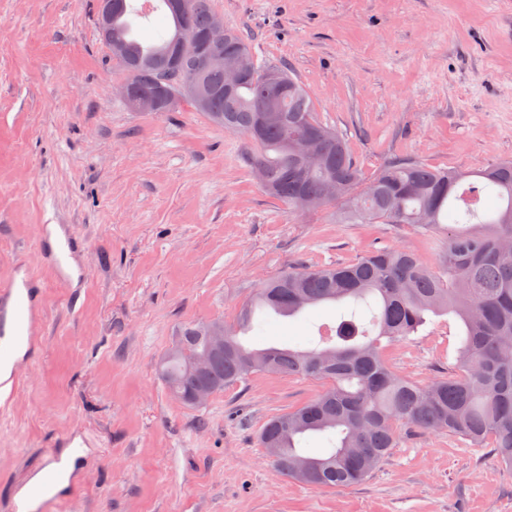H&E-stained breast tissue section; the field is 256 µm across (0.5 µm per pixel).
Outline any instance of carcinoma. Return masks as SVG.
Returning a JSON list of instances; mask_svg holds the SVG:
<instances>
[{
	"label": "carcinoma",
	"instance_id": "cac0c4a2",
	"mask_svg": "<svg viewBox=\"0 0 512 512\" xmlns=\"http://www.w3.org/2000/svg\"><path fill=\"white\" fill-rule=\"evenodd\" d=\"M168 8L170 33L152 46L130 36L122 17L130 0L112 8L110 50L140 93L175 66L191 79L169 85L172 99L190 105L204 100L208 120L230 132L249 136L251 167L263 172L261 186L297 214L320 209L329 187L341 185L338 224H410L429 237L446 236L435 267L404 247L367 252L348 263L298 266L263 284L231 324L224 325V355L211 359L200 380L214 393L255 372L312 377L326 390L301 406L268 419L260 432L274 468L282 475L319 488H348L363 483L397 446L401 427L458 435L473 448H490L512 470V159L462 172L432 168L417 161L383 166L371 179L362 177L350 149L334 129L316 116L303 83L283 66L257 63L251 44L238 31L225 29L224 64L237 65L242 79L224 90V69L200 66V38L214 15L212 0H191L189 16ZM287 83L279 103L285 119L268 122L259 136L249 135L257 108L272 94L268 75ZM316 132L324 164L307 168L292 150L294 140ZM494 196V211L482 207ZM454 226L448 218L457 204ZM324 304L351 308L336 335L320 336L312 347L250 348L240 339L263 328L257 312L295 317ZM429 313H452L464 337L456 367L444 376L417 382L398 374L384 357L386 347L417 332ZM167 352L163 383L184 395L194 382L186 359L205 348L200 325L177 332ZM309 436L330 445L321 456L300 451Z\"/></svg>",
	"mask_w": 512,
	"mask_h": 512
}]
</instances>
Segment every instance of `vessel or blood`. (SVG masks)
I'll list each match as a JSON object with an SVG mask.
<instances>
[{
  "label": "vessel or blood",
  "mask_w": 512,
  "mask_h": 512,
  "mask_svg": "<svg viewBox=\"0 0 512 512\" xmlns=\"http://www.w3.org/2000/svg\"><path fill=\"white\" fill-rule=\"evenodd\" d=\"M39 246L50 250L58 282L63 287H73L69 260L83 249L82 237L67 227L58 237H51L49 225L44 224L40 227ZM37 286L35 276L22 268L0 284V355H6L19 341L30 340L36 326L31 302Z\"/></svg>",
  "instance_id": "b4317fda"
}]
</instances>
